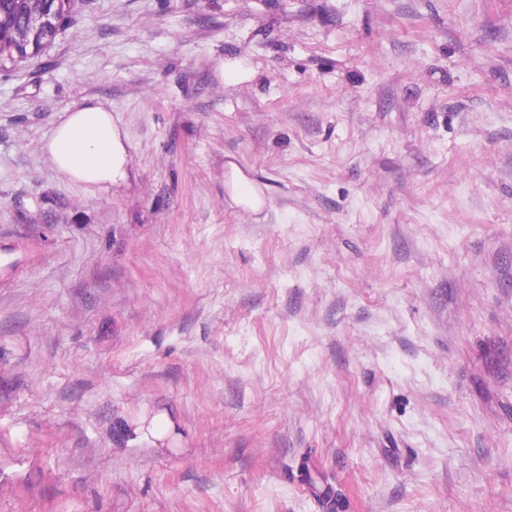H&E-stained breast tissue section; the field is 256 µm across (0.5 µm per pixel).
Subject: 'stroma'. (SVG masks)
I'll list each match as a JSON object with an SVG mask.
<instances>
[{"instance_id":"35a3bbf8","label":"stroma","mask_w":512,"mask_h":512,"mask_svg":"<svg viewBox=\"0 0 512 512\" xmlns=\"http://www.w3.org/2000/svg\"><path fill=\"white\" fill-rule=\"evenodd\" d=\"M92 99L119 186L43 150ZM0 512H512V0H84L0 73ZM227 186L232 201L251 212H259L265 205L262 191L235 164L231 163ZM135 432L163 448H170L181 436L170 413L150 414L147 410H143L139 415Z\"/></svg>"}]
</instances>
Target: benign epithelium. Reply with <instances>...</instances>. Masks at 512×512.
Returning a JSON list of instances; mask_svg holds the SVG:
<instances>
[{
	"mask_svg": "<svg viewBox=\"0 0 512 512\" xmlns=\"http://www.w3.org/2000/svg\"><path fill=\"white\" fill-rule=\"evenodd\" d=\"M67 0H39V7L31 10L28 0H0V23L9 20L25 31V38L10 47L13 55L0 56V70L11 68L17 62L39 54L54 41L60 27V14Z\"/></svg>",
	"mask_w": 512,
	"mask_h": 512,
	"instance_id": "benign-epithelium-1",
	"label": "benign epithelium"
}]
</instances>
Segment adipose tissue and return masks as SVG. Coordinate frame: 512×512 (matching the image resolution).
I'll return each instance as SVG.
<instances>
[{
    "label": "adipose tissue",
    "instance_id": "adipose-tissue-1",
    "mask_svg": "<svg viewBox=\"0 0 512 512\" xmlns=\"http://www.w3.org/2000/svg\"><path fill=\"white\" fill-rule=\"evenodd\" d=\"M54 168L88 188L124 182L128 153L111 112L94 101L65 113L43 145Z\"/></svg>",
    "mask_w": 512,
    "mask_h": 512
}]
</instances>
